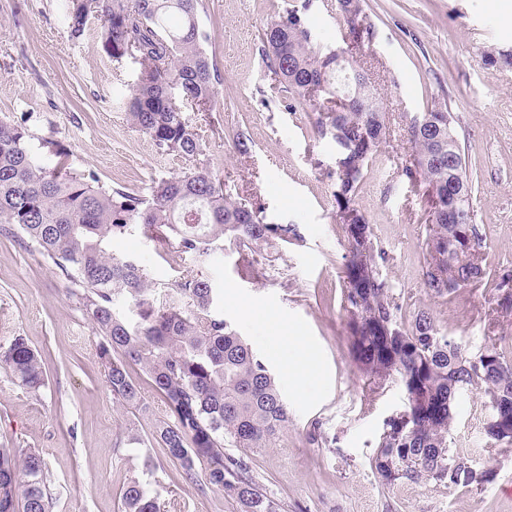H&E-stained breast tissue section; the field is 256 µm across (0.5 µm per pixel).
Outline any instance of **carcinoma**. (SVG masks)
<instances>
[{
    "label": "carcinoma",
    "mask_w": 512,
    "mask_h": 512,
    "mask_svg": "<svg viewBox=\"0 0 512 512\" xmlns=\"http://www.w3.org/2000/svg\"><path fill=\"white\" fill-rule=\"evenodd\" d=\"M66 0L70 35H83L91 13L102 21L101 47L113 63L128 59L140 70L130 87L132 126L154 146L192 162L186 171L152 181L149 193L107 188L91 170H79L59 140L32 142L27 120L0 118V236L36 250L71 285L84 316L102 341L96 356L112 399L138 406L141 370L169 419L156 437L187 479L216 488L240 512H278L245 459L228 448H272L288 428V407L265 362L214 312L218 294L209 280L186 275L160 288L144 266L112 253V239L135 225L160 244L175 238L185 254L229 241L240 255L241 276H264L260 254L272 243L301 239L293 224L267 221L264 209L224 194L207 164L193 119L217 103V68L202 43L197 0ZM312 0L285 8L267 22L265 63L290 108L313 112L319 138L332 143L336 221L344 226L343 308L350 339L369 391L394 378L410 381L408 406L380 435L375 466L387 482L448 483V464L466 457L450 451L448 394L475 389L512 399V358L494 347L476 357L419 311L410 327L398 322L397 304L382 277L385 261L365 216L356 207L368 160L389 131V116L370 75L350 61L351 49L319 45L309 12ZM342 28L352 43L372 34L362 0H339ZM339 88L356 98L338 103ZM412 153L402 173L427 185L422 269L437 297L456 293L488 272L479 261L482 238L473 224L472 186L451 112L432 107L407 128ZM131 307L132 316L122 312ZM0 371L34 396L46 385L42 354L21 336L0 345ZM48 468L40 453L0 448V512H52ZM125 512H158L137 479L122 494Z\"/></svg>",
    "instance_id": "obj_1"
}]
</instances>
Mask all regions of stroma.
Returning a JSON list of instances; mask_svg holds the SVG:
<instances>
[{
	"instance_id": "1",
	"label": "stroma",
	"mask_w": 512,
	"mask_h": 512,
	"mask_svg": "<svg viewBox=\"0 0 512 512\" xmlns=\"http://www.w3.org/2000/svg\"><path fill=\"white\" fill-rule=\"evenodd\" d=\"M301 0H199L204 48L219 76L213 112L196 120L202 158L226 193L261 203L269 221L297 225L299 243L267 248L266 274L242 278L230 244L201 255L159 245L141 230L113 239L162 286L186 271L219 290L215 312L276 377L290 423L273 448L235 449L280 512H512V445L485 432L491 410L476 390L455 395L449 446L487 482L466 488L384 481L373 461L383 421L405 409L395 381L363 392L342 308L345 237L326 176L335 152L316 138L310 114L294 112L274 87L262 30L275 12ZM65 0H0V117L26 119L30 133L69 150L104 186L147 192L152 180L189 163L156 149L127 118L139 65H115L90 17L71 37ZM373 35L357 50L383 97L391 135L369 159L356 197L386 253L381 271L407 324L427 310L441 332L478 354L512 337V309L489 284L438 298L423 284L424 187L398 174L411 145V117L450 109L475 182L480 258L491 276L512 274V0H363ZM338 0H313L310 22L321 46H342ZM251 139L238 153L232 136ZM24 336L47 355V384L32 395L0 372V444L33 448L48 466L53 512H123L131 479L146 483L159 512H238L223 492L186 480L152 438L166 411L148 385L142 407L112 400L96 359L100 336L66 284L38 252L0 238V343Z\"/></svg>"
}]
</instances>
